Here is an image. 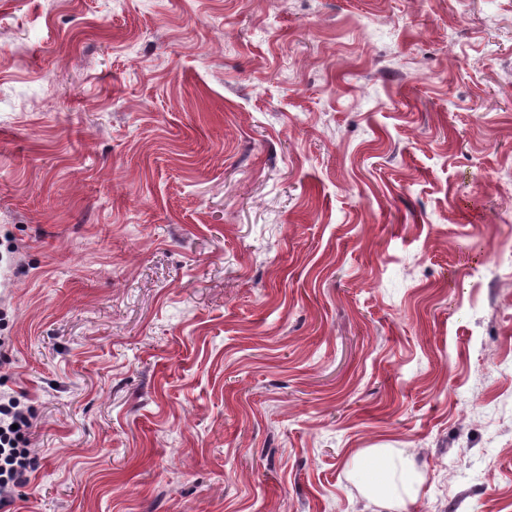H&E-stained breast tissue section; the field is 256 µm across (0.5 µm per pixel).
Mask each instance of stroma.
Here are the masks:
<instances>
[{
  "instance_id": "obj_1",
  "label": "stroma",
  "mask_w": 512,
  "mask_h": 512,
  "mask_svg": "<svg viewBox=\"0 0 512 512\" xmlns=\"http://www.w3.org/2000/svg\"><path fill=\"white\" fill-rule=\"evenodd\" d=\"M509 245L512 0H0L11 512H512ZM34 417L28 410L20 408L14 397L3 401L0 396V509L13 503L11 488L28 482L35 471V457L30 445ZM16 424L17 429L12 425ZM360 463L367 476V493L373 498L402 495L413 501L417 495L418 474L407 465L404 448H366Z\"/></svg>"
}]
</instances>
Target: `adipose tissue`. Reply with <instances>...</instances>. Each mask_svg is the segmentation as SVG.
<instances>
[{
	"instance_id": "obj_1",
	"label": "adipose tissue",
	"mask_w": 512,
	"mask_h": 512,
	"mask_svg": "<svg viewBox=\"0 0 512 512\" xmlns=\"http://www.w3.org/2000/svg\"><path fill=\"white\" fill-rule=\"evenodd\" d=\"M367 476V492L371 497H407L417 495L418 474L407 464L402 448H367L359 458Z\"/></svg>"
}]
</instances>
